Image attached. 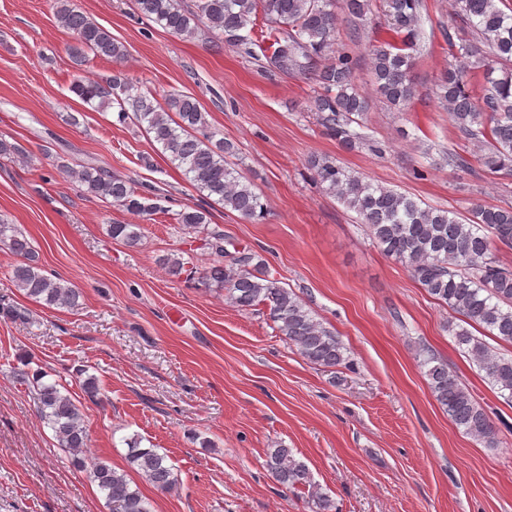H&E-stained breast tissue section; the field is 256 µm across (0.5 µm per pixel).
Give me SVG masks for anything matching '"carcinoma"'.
<instances>
[{
	"mask_svg": "<svg viewBox=\"0 0 512 512\" xmlns=\"http://www.w3.org/2000/svg\"><path fill=\"white\" fill-rule=\"evenodd\" d=\"M141 17L150 20L180 39H192L202 32L241 47L258 58L255 48L266 52L263 40L254 37L257 20L266 26L270 56L276 65L283 52L292 54L295 66L314 75L322 89L314 99L320 125L340 146L353 151L364 137L352 129L367 109L366 97L355 89V62L346 51H335L339 35L336 0H134ZM502 0H455L463 24L488 48L487 54L473 45H457L452 33L446 34L448 49L456 63L448 67L439 84V99L448 111L459 136L480 145L481 165L491 174L512 173V13L500 6ZM422 0H342L351 20H361L375 10L386 17L396 38L375 39L368 52L376 92L401 110L415 96L411 77L413 51L419 39ZM55 16L61 27L74 37L70 48L77 68L91 58L120 63L124 46L112 34L71 6V0H55ZM480 56L486 86L482 96L469 91V58ZM71 91L84 103L98 109L115 108L121 122L133 119L161 145L169 162L206 197L212 196L224 208L251 223L266 220L265 200L236 168L237 145L215 139L206 113L191 96L169 92L161 96L142 91L121 70L98 79L76 76ZM315 179L354 211L381 252L405 265L424 290L448 309L461 315L459 323L448 322V331L457 345L476 362L485 378L500 396L512 402V357L492 353L472 329L512 343V270L497 264L493 244L512 248V207L478 205L464 223L456 214L438 209L393 189L375 185L351 173L326 155L312 154L306 160ZM86 191L137 215H152L155 204L138 193L131 182L102 167L88 165L78 171ZM177 223L214 261L202 272V282L224 291L225 299L241 310L264 307L279 335L311 364L334 370L349 367L346 348L336 333L313 316L299 295L269 276L264 259L242 249L228 253L224 231L209 227L202 208L177 213ZM109 234L133 246L141 237L138 224H112ZM0 246L20 257L13 267L11 285L35 300L66 308L78 306L80 292L41 273L34 250L14 224L0 219ZM193 249L162 259L169 275L179 278L185 272L183 255ZM229 260H224V257ZM21 361L17 375L29 379L37 411L52 429L59 447L65 449L71 464L86 466L87 435L83 414L57 383H45L47 373L29 368ZM426 376L435 400L448 412L454 424L489 446L498 443L489 417L473 399L448 363L435 357L424 360ZM128 468L116 469L97 459L90 475L105 496L109 512H149L138 485L129 472L161 491L177 482L168 456L154 448H141L133 442L126 457ZM265 466L278 484L287 489H311V512H335V503L313 489L308 467L288 448H270Z\"/></svg>",
	"mask_w": 512,
	"mask_h": 512,
	"instance_id": "obj_1",
	"label": "carcinoma"
}]
</instances>
